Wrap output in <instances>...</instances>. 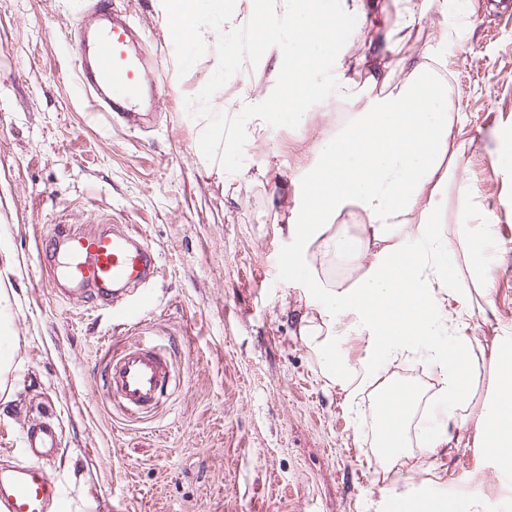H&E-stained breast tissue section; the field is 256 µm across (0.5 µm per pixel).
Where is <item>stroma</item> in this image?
Wrapping results in <instances>:
<instances>
[{"label": "stroma", "instance_id": "35a3bbf8", "mask_svg": "<svg viewBox=\"0 0 512 512\" xmlns=\"http://www.w3.org/2000/svg\"><path fill=\"white\" fill-rule=\"evenodd\" d=\"M94 0H0V316L13 338V380L0 392V464L20 458L22 426L51 417L62 456L54 473L68 512H384L378 428L366 406L378 381L429 402L441 376L418 354L381 361L350 405L321 375L300 341L292 288L297 246L281 233L280 183L320 169L315 138L338 129L337 108L312 101L305 125L246 126L244 179L220 176L200 156L204 118L196 96L214 72L215 48L179 74L156 0H112L127 11L170 87L140 128L92 111L71 70V29ZM445 41L433 39L437 26ZM413 52L431 53L463 116L459 164L474 186L475 224L492 225L503 259L495 292L471 291L461 320L474 345L461 374L477 422L490 398L488 353L512 332V178L494 170L512 144V0L496 9L462 0L447 16L426 15ZM273 58L244 63L213 97L233 116L270 86ZM110 221L144 235L159 258L150 312L57 295L42 276L37 240L54 224L90 229ZM171 342L179 378L152 417L132 421L96 381L105 351L141 325ZM396 467L413 496L468 484L483 512H512L498 498L504 477L472 448L427 451L418 416Z\"/></svg>", "mask_w": 512, "mask_h": 512}]
</instances>
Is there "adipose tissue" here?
<instances>
[{"label": "adipose tissue", "mask_w": 512, "mask_h": 512, "mask_svg": "<svg viewBox=\"0 0 512 512\" xmlns=\"http://www.w3.org/2000/svg\"><path fill=\"white\" fill-rule=\"evenodd\" d=\"M396 31L385 35L383 52H399L408 75L391 86L388 72L370 62L363 90L338 72L333 82L325 75L331 63L317 56L318 48L335 46L339 57L355 58L358 44L346 30L363 22L365 0H278L261 16L259 35L267 55L276 59L271 79L287 100L289 115L298 124L307 117V103L315 96L352 97L359 107L340 129L324 133L318 142L321 171L297 187L285 229L298 244L297 262L308 256L348 258L359 271L351 282L326 284L314 278L303 283L304 308L298 313V334L330 384L356 399L370 380L377 361L425 349L431 364L443 373L440 399L447 407L444 420L427 429L428 448H444L466 429L468 396L460 375L474 349L471 338L450 336L447 349L433 338L445 325L439 294L449 265L465 259L470 280H458L451 291L460 306L470 302L469 281L490 287L484 259L488 225H457L451 234L437 226L448 203L449 188L467 201L472 187L458 169L456 140L460 113L451 111L447 95L426 62L413 58L405 46L429 11L448 12V0H401ZM355 210L363 226L353 236L335 229L334 220ZM347 324L365 340L363 373H355L344 358L337 332ZM493 371L489 407L477 424L472 447L490 461L496 472L512 478V336L499 337L489 353ZM415 398L399 387L381 415L391 447H401L408 412ZM390 458L381 461L385 489L395 512H457L453 502L435 497L408 501L397 492V472Z\"/></svg>", "instance_id": "ef3b65f1"}]
</instances>
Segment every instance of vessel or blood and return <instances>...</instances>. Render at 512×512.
<instances>
[{"label": "vessel or blood", "instance_id": "vessel-or-blood-1", "mask_svg": "<svg viewBox=\"0 0 512 512\" xmlns=\"http://www.w3.org/2000/svg\"><path fill=\"white\" fill-rule=\"evenodd\" d=\"M102 24L76 44L72 64L96 110L131 116L143 91L160 97L167 86L160 71L150 70L145 54H131L136 36L127 14L110 0H96ZM38 260L53 276L68 282L66 298L109 304L117 292L149 307L147 290L158 272V261L140 235L102 227L85 232L70 224L36 244ZM102 380L108 400L127 417L152 416L168 398L174 380L170 354L153 338L124 343L107 354ZM22 461L0 466V512H66L65 497L53 472L59 450L56 427L48 421L27 426Z\"/></svg>", "mask_w": 512, "mask_h": 512}]
</instances>
